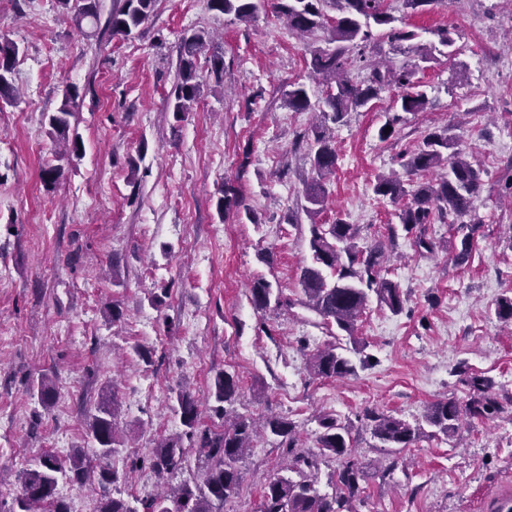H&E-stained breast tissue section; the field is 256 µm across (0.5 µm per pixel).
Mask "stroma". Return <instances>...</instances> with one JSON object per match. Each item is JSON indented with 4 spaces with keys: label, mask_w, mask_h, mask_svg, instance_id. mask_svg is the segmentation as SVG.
<instances>
[{
    "label": "stroma",
    "mask_w": 512,
    "mask_h": 512,
    "mask_svg": "<svg viewBox=\"0 0 512 512\" xmlns=\"http://www.w3.org/2000/svg\"><path fill=\"white\" fill-rule=\"evenodd\" d=\"M273 3L257 0L244 23L207 0H157L141 31L124 39L75 24L56 0H0V38L20 47V95L0 102V473L10 478L0 500L11 501L13 478L41 450L64 457L83 446L85 415L109 384L121 403L111 469L183 433L172 411L178 386L195 395L205 425L222 429L209 396L219 371L240 380L231 415L288 417L301 453L315 452L320 417L351 427L366 472L355 512H489V493L512 487V327L494 313L512 296V205L500 190L512 160V0H456L411 15L401 0H385L420 43L449 30L459 63L419 71L432 106L403 114L390 140L378 129L394 87L334 130L338 162L318 220L358 225L359 249L383 245L382 273L407 299L397 316L369 299L350 336L302 303L309 221L288 217L310 169L302 136L314 115L289 111L280 95L298 81L316 100L323 86ZM202 28L224 55V81L199 60L202 92L179 122L169 107L177 48ZM68 85L79 91L71 123L84 153L48 189L41 170L55 163L56 145L44 116ZM453 124L485 170L472 211L480 227L461 264L454 225H427L436 248L419 252L398 206L373 191L378 175L401 172L428 131ZM227 181L257 223L218 216ZM259 278L280 291L282 306L254 310L249 287ZM114 303L118 323L106 319ZM334 342L358 344L371 363L346 378L314 376L310 354ZM139 346L152 349L151 361L136 355ZM42 373L59 391L49 410L30 394ZM469 374L493 382L497 417L466 416L451 435L428 426L411 447H379L367 411L417 424L437 400L465 403ZM287 462L279 439L259 438L223 512H258L264 478Z\"/></svg>",
    "instance_id": "35a3bbf8"
}]
</instances>
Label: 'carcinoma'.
Here are the masks:
<instances>
[{"mask_svg":"<svg viewBox=\"0 0 512 512\" xmlns=\"http://www.w3.org/2000/svg\"><path fill=\"white\" fill-rule=\"evenodd\" d=\"M58 2L63 13L72 16L76 23L85 20L99 23V0ZM156 3L157 0H122L110 13L106 26L114 36L132 37L154 14ZM208 6L240 21L250 20L257 10L254 0H208ZM274 8L285 18L288 28L307 41L311 69L321 77L325 87L323 97L315 103L311 102L306 85L299 82L291 84L282 97V105L291 112L317 110L321 114L320 123L310 129L306 138L311 176L302 181L304 204L300 205V210L310 220L309 247L313 266L302 270L299 285L307 307L324 323L351 336L370 294H375L377 301L395 315L403 312L405 299L396 284L381 276L384 262L381 246L359 250L355 244L359 236L356 225L341 219L331 224L316 220L324 209L326 178L335 172L338 160L332 126L343 124L349 113L368 107L390 87L401 90L400 111H424L429 99L415 76L424 64L437 63L442 57L449 61L455 59V40L448 30H436L438 43L410 45L407 52L413 54V58L397 67L382 69L373 65L366 80L356 81L350 75L353 63L367 62L364 51L374 40L385 38L400 48L402 43L416 37L413 31L395 26L397 18L388 11L384 0H275ZM329 10L335 15H328ZM327 22L330 30L322 47L318 45L317 33ZM211 43V34L198 30L182 37L178 45L177 81L172 101V112L178 121L191 111L200 97L197 62ZM18 55L19 46L15 42L0 39V99L6 102L16 98L13 73ZM78 97L76 87H66L59 107L46 117L48 134L62 145V156L71 160L80 159L83 151L82 138L70 122ZM459 140L460 136L451 133L448 126L433 129L424 135L416 150L407 154L402 163L405 174L411 177L435 173L434 182L421 183L409 191L396 174L377 177L376 195L393 204L411 197L399 213L406 232L435 220L456 224L472 211L473 201L484 185V170L463 155L458 149ZM220 193L217 208L221 218L233 213L240 220L245 218L252 224L257 223L254 212L243 206V197L233 184L224 183ZM249 293L253 308L258 312L266 311L272 304H282L281 296H273L271 284L262 278L253 281ZM310 367L322 378H344L356 371L353 361L337 344L314 353ZM469 385L472 394L466 405L454 400L435 402L424 415L426 423L448 436L457 430L464 415L490 418L502 412L503 406L494 396L489 379L474 376ZM30 392L46 410L56 403L55 383L45 374L31 382ZM238 394V380L234 375L227 371L215 374L211 397L219 403L216 411L226 413L224 404L234 402ZM175 400L174 411L179 415L184 435L194 442L205 470L198 482L181 483L166 495L142 501L143 512H223L224 502L239 492V462L251 448L258 430L293 447L294 425L284 417L269 416L259 427L253 419L237 416L224 424V429L216 431L200 427L199 405L190 392H177ZM119 409L116 390L106 386L95 413L87 417L88 442L93 444L101 459L111 458L120 445L116 434ZM366 419L372 422V434L382 448H409L422 433L421 426H413L383 412L370 411ZM319 425L323 429L317 439L319 454L342 460L335 472L336 494L329 497L320 493L317 477L304 472V468H312L315 461L297 454L286 467L288 474L266 479L259 512H351L346 505L359 496L364 471L353 457L350 429L330 417L321 418ZM184 461L185 449L180 440L163 438L153 449L149 467L163 479L177 473ZM293 473L297 478L291 477ZM61 480L99 489L96 512H137L124 499L110 494V486L119 480L118 473L108 467H91L84 448L72 449L64 459L50 451L35 458L19 474V486L14 491L10 512H70L67 502L57 493Z\"/></svg>","mask_w":512,"mask_h":512,"instance_id":"carcinoma-1","label":"carcinoma"}]
</instances>
